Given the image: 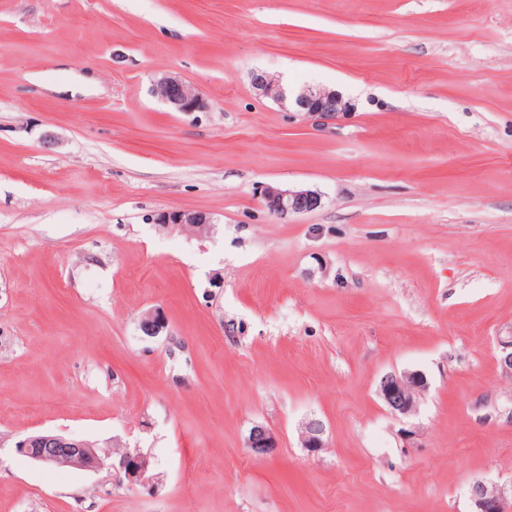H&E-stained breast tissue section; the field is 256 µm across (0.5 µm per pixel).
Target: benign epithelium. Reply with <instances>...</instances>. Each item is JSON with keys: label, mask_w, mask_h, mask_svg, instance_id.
<instances>
[{"label": "benign epithelium", "mask_w": 512, "mask_h": 512, "mask_svg": "<svg viewBox=\"0 0 512 512\" xmlns=\"http://www.w3.org/2000/svg\"><path fill=\"white\" fill-rule=\"evenodd\" d=\"M255 84L265 95L280 103L284 102L285 93L276 80L259 75L255 78ZM154 93L179 112H197L203 107L198 94L177 77L158 80ZM295 103L298 111L319 114L326 119L345 110L342 97L336 91L327 89L308 87L296 96ZM262 197L268 211L284 221L293 214L310 212L321 206V196L311 190L292 191L268 187ZM160 223L185 224L202 234L209 230L212 221L203 212L171 211L160 217ZM166 327V317L159 310L146 314L139 323L140 332L149 338L160 335ZM426 387L425 376L418 371H410L399 375H384L379 381L378 391L393 414L406 416L415 411L418 398ZM324 434L325 427L322 422L309 421L303 431L304 447L311 452L323 448ZM247 447L253 455L264 457L277 448V439L268 428L257 424L249 432ZM17 449L21 454L45 465L66 464L98 470L110 464L131 485L151 487L157 479L153 473L154 463L151 457L138 451L125 450L112 455H101L84 440L56 434L30 436L18 442ZM469 496L474 506L472 512H506L504 493L495 485L476 480L469 487Z\"/></svg>", "instance_id": "1"}]
</instances>
